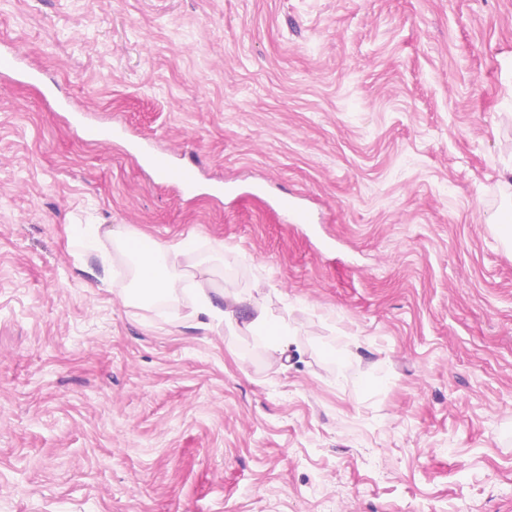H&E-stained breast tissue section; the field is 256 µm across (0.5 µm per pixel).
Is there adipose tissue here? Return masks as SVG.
<instances>
[{
    "label": "adipose tissue",
    "mask_w": 512,
    "mask_h": 512,
    "mask_svg": "<svg viewBox=\"0 0 512 512\" xmlns=\"http://www.w3.org/2000/svg\"><path fill=\"white\" fill-rule=\"evenodd\" d=\"M112 239L135 265V286L129 293L131 300L149 304L163 299L175 304L181 291L190 290L195 305L190 312L182 314V321L217 333L226 328L243 330L263 342L272 361L280 360L288 342L289 328L260 302L263 283H255L246 293L218 290L208 281L187 279L182 270L189 250L186 241L156 242L148 252L140 253L133 247L135 234L118 231L113 233Z\"/></svg>",
    "instance_id": "adipose-tissue-1"
}]
</instances>
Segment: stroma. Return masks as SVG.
I'll use <instances>...</instances> for the list:
<instances>
[{
    "label": "stroma",
    "instance_id": "1",
    "mask_svg": "<svg viewBox=\"0 0 512 512\" xmlns=\"http://www.w3.org/2000/svg\"><path fill=\"white\" fill-rule=\"evenodd\" d=\"M4 49L0 512H512V0H0ZM85 224L264 281L281 364ZM147 165L157 174L160 180L183 192H192L199 181L198 171L192 164L175 165L165 151L147 149L145 154ZM82 235L77 239V244L84 250L95 249L97 240L102 233L112 235L113 242L134 262L135 288L130 289L129 298L143 304H150L156 299H164L168 303L179 302L180 293L186 290V276L182 270L183 258L189 251V245L185 239L163 244L140 240L139 236L114 230L106 232L101 230V225H88ZM136 250H150L140 253Z\"/></svg>",
    "mask_w": 512,
    "mask_h": 512
}]
</instances>
